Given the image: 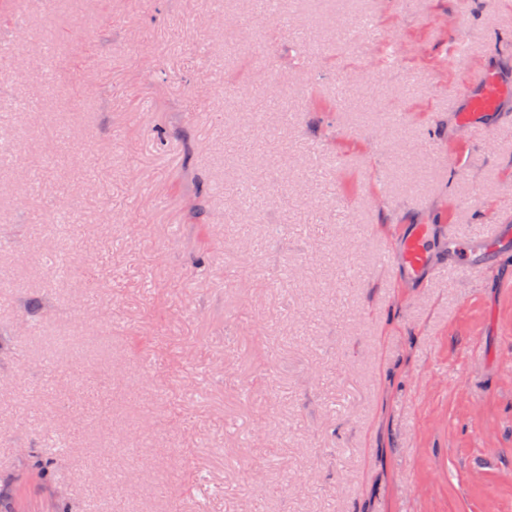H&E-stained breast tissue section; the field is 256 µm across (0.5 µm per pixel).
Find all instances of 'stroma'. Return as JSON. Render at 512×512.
Masks as SVG:
<instances>
[{"label":"stroma","instance_id":"stroma-1","mask_svg":"<svg viewBox=\"0 0 512 512\" xmlns=\"http://www.w3.org/2000/svg\"><path fill=\"white\" fill-rule=\"evenodd\" d=\"M256 12L0 0V501L512 512V267L410 296L380 266L390 224L512 223V119L487 145L449 118L469 69L512 74V0Z\"/></svg>","mask_w":512,"mask_h":512}]
</instances>
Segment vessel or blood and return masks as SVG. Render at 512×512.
<instances>
[{
  "label": "vessel or blood",
  "mask_w": 512,
  "mask_h": 512,
  "mask_svg": "<svg viewBox=\"0 0 512 512\" xmlns=\"http://www.w3.org/2000/svg\"><path fill=\"white\" fill-rule=\"evenodd\" d=\"M465 105L455 121L465 128L492 135L494 121L501 116L512 83L494 70L479 73L475 82L461 90ZM512 259V225L493 224L473 239L462 238L445 224H403L391 240L384 262L407 288L426 287L439 270L468 276L486 273L491 261Z\"/></svg>",
  "instance_id": "b4317fda"
}]
</instances>
